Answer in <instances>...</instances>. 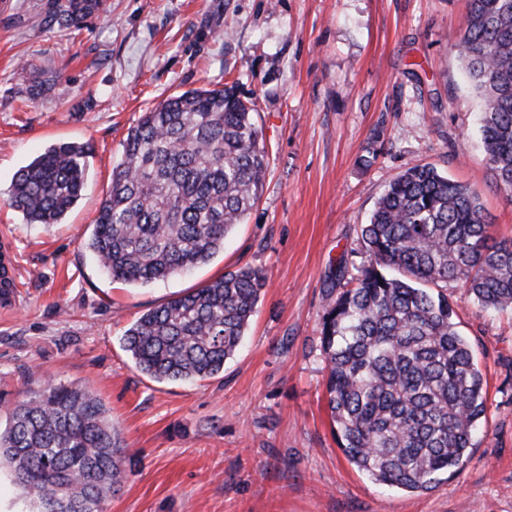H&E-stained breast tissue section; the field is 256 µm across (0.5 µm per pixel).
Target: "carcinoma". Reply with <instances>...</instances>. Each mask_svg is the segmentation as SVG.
<instances>
[{
    "instance_id": "carcinoma-1",
    "label": "carcinoma",
    "mask_w": 512,
    "mask_h": 512,
    "mask_svg": "<svg viewBox=\"0 0 512 512\" xmlns=\"http://www.w3.org/2000/svg\"><path fill=\"white\" fill-rule=\"evenodd\" d=\"M104 0H47L45 30L75 31ZM456 50L480 100L496 187L512 196V0H469ZM89 147H48L17 171L6 202L31 224H58L82 196ZM268 169L256 112L235 86L172 95L142 113L112 167L87 247L112 279L146 284L208 262L259 200ZM361 237L367 260L326 294L321 348L339 447L375 483L423 492L464 465L485 414L481 371L444 288L461 280L483 309L512 307V241H497L478 191L429 165L405 170ZM267 276L244 268L148 311L123 334L158 381L224 370ZM127 448L104 403L46 384L0 429L6 465L34 512H103Z\"/></svg>"
}]
</instances>
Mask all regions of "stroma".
Listing matches in <instances>:
<instances>
[{
  "instance_id": "1",
  "label": "stroma",
  "mask_w": 512,
  "mask_h": 512,
  "mask_svg": "<svg viewBox=\"0 0 512 512\" xmlns=\"http://www.w3.org/2000/svg\"><path fill=\"white\" fill-rule=\"evenodd\" d=\"M45 0H0V423L26 389L98 395L128 446L105 512H512V309L449 284L483 374L486 412L458 475L425 492L374 484L332 434L320 345L340 261L385 187L430 164L481 197L512 239V197L492 178L478 103L455 44L469 0H106L63 36L34 23ZM237 83L269 155L263 193L207 264L150 284L112 281L87 243L122 144L143 112ZM59 141L90 144L81 199L30 224L5 199L15 173ZM244 267L267 285L217 376L155 381L126 328L168 299Z\"/></svg>"
}]
</instances>
